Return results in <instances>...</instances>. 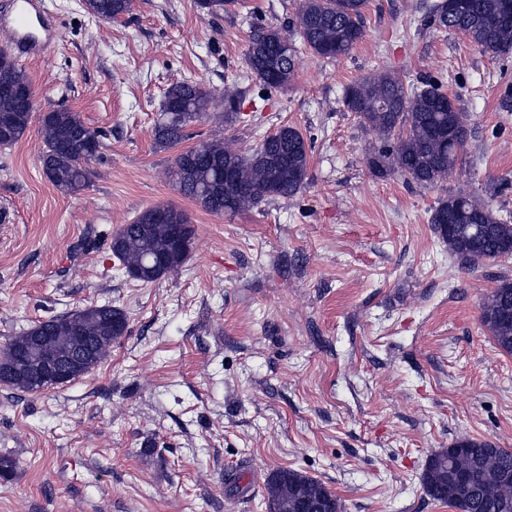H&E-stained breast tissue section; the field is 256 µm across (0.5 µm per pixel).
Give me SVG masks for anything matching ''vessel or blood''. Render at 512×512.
Instances as JSON below:
<instances>
[{"mask_svg":"<svg viewBox=\"0 0 512 512\" xmlns=\"http://www.w3.org/2000/svg\"><path fill=\"white\" fill-rule=\"evenodd\" d=\"M0 32L7 34L10 47L32 57L44 56L58 38L41 0H0Z\"/></svg>","mask_w":512,"mask_h":512,"instance_id":"b4317fda","label":"vessel or blood"}]
</instances>
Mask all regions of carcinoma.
Segmentation results:
<instances>
[{
	"label": "carcinoma",
	"instance_id": "carcinoma-1",
	"mask_svg": "<svg viewBox=\"0 0 512 512\" xmlns=\"http://www.w3.org/2000/svg\"><path fill=\"white\" fill-rule=\"evenodd\" d=\"M367 0H300L295 17L282 27L258 26L249 36L245 63L268 89H285L295 72V45L301 41L316 54L335 58L349 53L364 37L363 14ZM96 17L118 19L132 10L133 0H84ZM429 24L460 32L476 49L496 56L512 51V10L505 0H464V8L448 11L445 0L430 10ZM32 86L27 72L0 51V85ZM452 98L431 80L408 88L388 70L372 73L345 87L342 102L359 123L377 135L378 144L366 152L369 169L377 176L398 173L412 183L431 188L455 176L469 127L460 107L448 111ZM211 91L183 81L169 87L153 127L154 143L170 148L186 137V127L213 108ZM241 118L239 93L224 91L221 120ZM33 115L15 99L0 94V146L9 147L29 130ZM44 143L43 172L58 190L75 194L89 183V164L102 158L101 135L89 138L80 115L55 108L39 117ZM309 146L296 129L284 126L248 151L224 139H209L186 149L174 160L171 177L185 196L213 214H235L279 198L296 196L308 179ZM430 223L448 253L463 267L512 256V222L494 214L490 204L466 195L449 194L438 200ZM187 214L168 205L146 208L122 225L110 241V251L128 275L143 283L155 282L185 261L191 247L176 244L178 233L193 234ZM481 323L497 345L512 353V279L503 276L486 296ZM128 329L123 310L109 304L89 305L39 322L13 336L0 349V366L26 349L32 337H50L48 348L70 347L75 331L87 336L108 333L116 340ZM52 383L16 371L8 386L38 393ZM464 455L470 467L468 498L456 504L452 486L444 480L455 455ZM512 471V450L491 442L463 437L431 456L423 485L434 500L460 512H512V481L499 483L494 473ZM270 512H297V497L321 499L329 512H341L337 496L321 482L291 469H277L266 482Z\"/></svg>",
	"mask_w": 512,
	"mask_h": 512
}]
</instances>
